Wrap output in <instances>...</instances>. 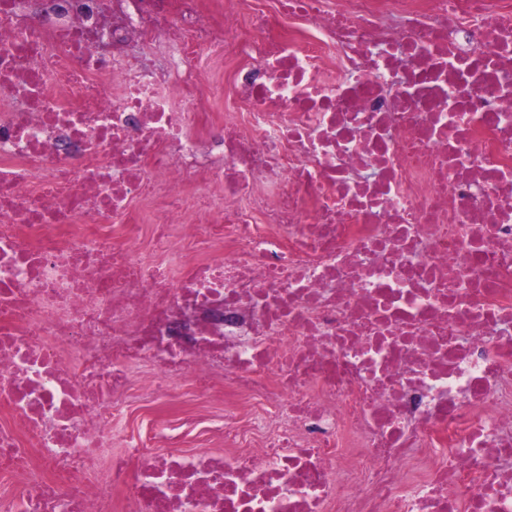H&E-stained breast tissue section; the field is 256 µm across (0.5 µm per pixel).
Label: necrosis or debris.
<instances>
[{"label": "necrosis or debris", "instance_id": "obj_1", "mask_svg": "<svg viewBox=\"0 0 512 512\" xmlns=\"http://www.w3.org/2000/svg\"><path fill=\"white\" fill-rule=\"evenodd\" d=\"M0 414V512H512V0H0ZM149 369L132 379L128 392V412L116 419V434L112 438L110 453L118 455L129 440H141L157 452L177 449L192 454L200 450L224 452V442L214 432V426L224 425V403L214 402L199 391L187 377L169 397L158 398L143 392L139 380L150 376ZM168 420L178 435L174 447L167 442L153 439L157 422Z\"/></svg>", "mask_w": 512, "mask_h": 512}]
</instances>
